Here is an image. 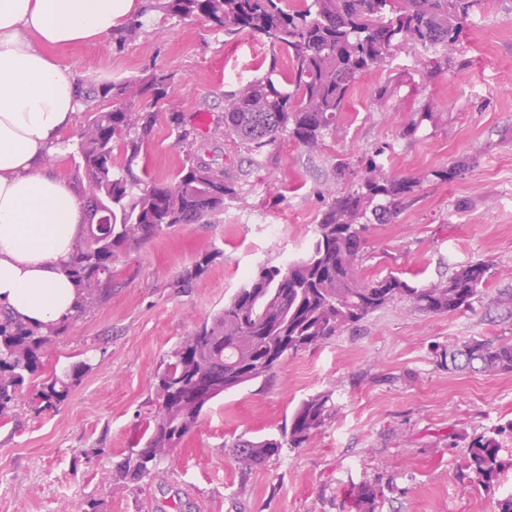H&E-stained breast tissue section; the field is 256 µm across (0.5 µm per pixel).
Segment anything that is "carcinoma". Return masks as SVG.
<instances>
[{
	"mask_svg": "<svg viewBox=\"0 0 512 512\" xmlns=\"http://www.w3.org/2000/svg\"><path fill=\"white\" fill-rule=\"evenodd\" d=\"M155 0L154 8L180 19H206L226 36L247 33L288 54V86L268 72L224 94V122L215 132L259 162L265 149L286 137L319 151L336 137L345 103L365 73L384 66L399 49L421 51L417 71L425 88L439 74L465 63L449 54L465 23L485 0ZM173 76L154 71L112 85L77 87L87 112L76 146L74 185L88 225L66 267L78 288L74 314L44 330L14 319L0 308V418L7 416L25 384L37 375L43 351L68 327L107 299L112 262L122 253L177 224H196L242 198L240 175L213 167L193 151L195 128L169 99ZM168 101L186 159L169 181L153 178L141 165L144 144L156 124L154 107ZM121 146L123 163L113 158ZM384 148L357 166L339 160L325 193L307 252L282 265L264 264L224 301L210 321L176 346L164 362L156 400L141 432L142 447L118 464L115 479L137 486L171 457L215 399L259 379H268L284 358L314 349L377 310L403 301L426 314L467 310L480 298L488 265L460 266L438 282L418 285L390 272L367 280L359 273L369 224H387L417 194L421 181L389 175L379 162ZM468 169L465 161L430 170L426 178L450 183ZM345 186L336 192V186ZM214 254L205 253L171 282L190 288L206 273ZM450 372L512 373V343L471 339L451 343L437 355ZM90 369L81 363L65 378L42 383L40 407H56ZM326 394L303 399L281 438L232 443L236 462L260 465L299 448L331 417ZM494 432L475 434L468 444L463 476L489 486L502 469ZM380 488L363 483L354 496L357 512H375Z\"/></svg>",
	"mask_w": 512,
	"mask_h": 512,
	"instance_id": "1",
	"label": "carcinoma"
}]
</instances>
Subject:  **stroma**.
<instances>
[{"label": "stroma", "mask_w": 512, "mask_h": 512, "mask_svg": "<svg viewBox=\"0 0 512 512\" xmlns=\"http://www.w3.org/2000/svg\"><path fill=\"white\" fill-rule=\"evenodd\" d=\"M456 53L466 68L418 94L414 53L397 54L361 78L339 136L322 151L283 139L251 167L245 152L213 134L224 94L266 73L273 60L279 82H286V53L159 11L124 45L109 40L56 50L83 81L109 85L155 70L173 74L170 93L179 109L207 118L196 126V151L213 166L245 170L250 191L223 213L164 230L116 259L108 299L47 349L36 381L0 423V512H78L88 498L100 512H353L365 482L382 490L375 512H495L497 500L512 493V434L499 438L504 466L493 485L472 486L460 469L473 433L512 421V373H451L436 355L472 338L512 341V318L495 303L500 291L512 290V0H486ZM383 88L385 105L372 108ZM427 107L436 124L404 139L405 127ZM378 147L385 169L397 176L418 177L467 157L473 163L465 178L423 183L390 223L370 225L361 276L392 271L429 284L483 261V298L472 310L438 315L391 303L317 348L288 356L270 382L214 400L150 481H113V469L139 438L167 354L260 265L302 255L336 161L355 163ZM183 159L177 132L160 112L143 161L153 176L169 179ZM206 252L215 259L203 278L182 291L170 288ZM82 362L91 368L67 399L38 409L40 381ZM317 393L330 394L336 412L303 447L283 448L261 467L235 462L233 439L280 437L296 406Z\"/></svg>", "instance_id": "stroma-1"}]
</instances>
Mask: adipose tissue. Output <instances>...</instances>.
I'll return each instance as SVG.
<instances>
[{"label":"adipose tissue","mask_w":512,"mask_h":512,"mask_svg":"<svg viewBox=\"0 0 512 512\" xmlns=\"http://www.w3.org/2000/svg\"><path fill=\"white\" fill-rule=\"evenodd\" d=\"M144 0H0V307L30 325L70 315L65 271L85 214L46 161L61 163L77 77L54 49L108 40Z\"/></svg>","instance_id":"obj_1"}]
</instances>
